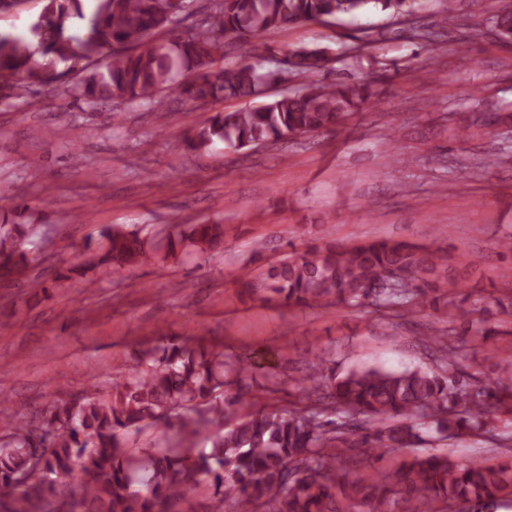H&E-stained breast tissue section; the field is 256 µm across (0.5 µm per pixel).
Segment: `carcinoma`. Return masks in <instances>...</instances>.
<instances>
[{"label": "carcinoma", "mask_w": 512, "mask_h": 512, "mask_svg": "<svg viewBox=\"0 0 512 512\" xmlns=\"http://www.w3.org/2000/svg\"><path fill=\"white\" fill-rule=\"evenodd\" d=\"M27 33L0 30V94L21 98L51 82L90 106L116 101L154 106L166 117V94L179 90L193 111L217 100L255 99L281 75L301 88L247 108L214 113L208 126L187 139L201 150L215 141L236 151L276 144L311 133L337 131L371 102L376 91L359 82H327L331 48H299L285 60L265 43L253 47L252 63H224V46L245 35L265 34L325 18L355 16L373 7L400 15L411 0H210L201 26L160 41L192 0H42ZM85 21L79 34L68 23ZM495 28L512 41V11L501 10ZM66 64L59 71L57 66ZM84 73L75 82L71 72ZM512 122V113L480 114L456 129L474 139L479 130ZM227 224H189L167 238L164 250L138 230L119 225L104 234L103 253L87 254L93 269L133 267L155 255L162 261L187 249L200 258L224 246ZM24 224L0 226V276L26 260ZM277 263L241 277L245 293L283 307L371 305L415 315L444 302L459 322L460 336L481 344L496 330L467 308L458 291L470 271L441 247L401 240H366L344 246L326 241L299 254L287 241ZM420 342L441 352L444 374L422 368L350 369L338 373L321 356L294 385L293 400L260 403L254 364L242 354L159 332V342L131 351L128 371L105 390L96 383L77 399L47 408L28 421L15 417L0 397V512H166L201 484L212 489L210 512H387L389 496L402 495L401 512H496L512 494V461L498 465L461 462L447 454L414 455L391 478H349L345 451L410 448L427 424L442 439L485 430L494 414L512 415V372L492 383L468 381L460 353L440 335ZM179 419L174 445L130 448L125 439L168 427ZM215 428L210 451L195 448L201 429ZM79 471L77 493L59 496L60 478Z\"/></svg>", "instance_id": "carcinoma-1"}]
</instances>
